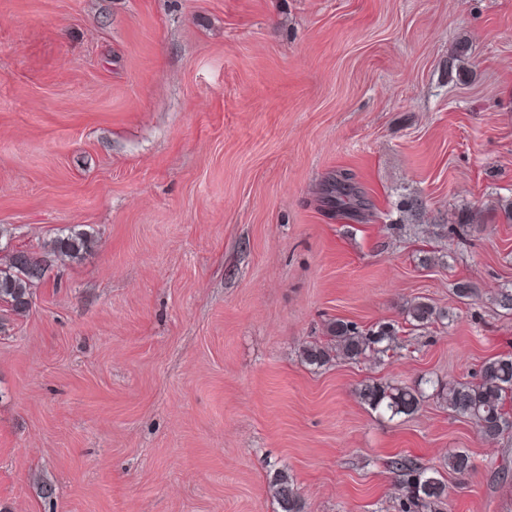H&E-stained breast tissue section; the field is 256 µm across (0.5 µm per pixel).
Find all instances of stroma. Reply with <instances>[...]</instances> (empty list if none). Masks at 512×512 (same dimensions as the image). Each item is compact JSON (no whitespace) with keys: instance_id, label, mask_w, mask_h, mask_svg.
I'll return each instance as SVG.
<instances>
[{"instance_id":"obj_1","label":"stroma","mask_w":512,"mask_h":512,"mask_svg":"<svg viewBox=\"0 0 512 512\" xmlns=\"http://www.w3.org/2000/svg\"><path fill=\"white\" fill-rule=\"evenodd\" d=\"M511 200L512 0H0V241L94 238L0 302V512H398L452 449L443 512H512V433L355 394L512 354ZM336 319L409 345L307 365ZM407 320L415 329H428L444 318L443 312L426 302H414L407 308ZM271 488L278 512H306V503L288 474H278Z\"/></svg>"}]
</instances>
